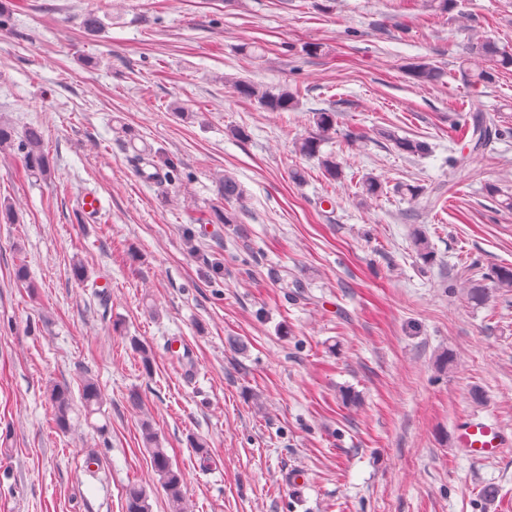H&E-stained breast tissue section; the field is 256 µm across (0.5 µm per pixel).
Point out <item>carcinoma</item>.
<instances>
[{
	"mask_svg": "<svg viewBox=\"0 0 512 512\" xmlns=\"http://www.w3.org/2000/svg\"><path fill=\"white\" fill-rule=\"evenodd\" d=\"M477 60H487L495 63L502 69L512 67V54L503 52L497 44L489 39L478 40L471 44L469 56L464 60L466 70L476 81L491 80L492 73L481 68L473 69L471 65ZM412 77L419 83H432L438 79L437 71L427 63H420L412 70ZM235 89L238 93L251 98L265 110L270 112H286L294 109L297 104V95L286 87L271 89L261 84L246 81H235ZM313 122L316 131L296 142V150L303 156L315 158L319 161L324 174L334 180L340 175V164L336 156L322 154L320 147L332 135L336 134L335 113L321 110L313 113ZM496 126L493 116L477 112L472 116V127L464 129V133L471 134L472 151L479 150ZM384 137L394 147L408 155L422 156L431 153V146L422 140L401 137L393 131L384 133ZM41 128L30 125L24 130L20 140H15V134L11 127L0 124V150L17 149L24 154L27 168L34 172L44 173L47 170L48 161L41 151ZM218 192L226 201H238L242 197L240 185L237 180L226 175L218 182ZM493 287L469 289L470 299L476 303H485L495 290H512V268L500 267L491 275ZM50 399L55 407V422L57 427L66 431L70 428L69 413L71 410V391L65 384H55L50 389ZM81 399L87 415L91 416L100 412L104 394L98 382L89 375L82 379ZM142 439L144 447L151 456L154 474L156 475L155 490L166 501L168 512H193L192 505L186 497L184 487L186 484L185 473L173 464L168 449L164 447L158 433L149 421L142 423ZM149 493L139 484L130 483L125 489V512H150L148 503Z\"/></svg>",
	"mask_w": 512,
	"mask_h": 512,
	"instance_id": "obj_1",
	"label": "carcinoma"
}]
</instances>
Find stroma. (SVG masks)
<instances>
[{"label": "stroma", "mask_w": 512, "mask_h": 512, "mask_svg": "<svg viewBox=\"0 0 512 512\" xmlns=\"http://www.w3.org/2000/svg\"><path fill=\"white\" fill-rule=\"evenodd\" d=\"M0 20V121L40 126L50 163L0 152V512H125V485L155 481L145 420L194 512H512V457L473 463L456 442L471 417L512 431V291L467 295L512 268V69L485 62L474 86L461 68L478 38L512 53V0H0ZM419 62L439 80L417 84ZM238 78L298 104L266 111ZM321 109L335 180L295 150ZM478 112L498 131L474 153L459 129ZM227 173L241 201L218 195ZM86 375L101 412L75 398L60 432L49 389ZM384 137L390 141L397 150L408 155L422 156L431 153V146L426 141L400 137L395 131L385 132Z\"/></svg>", "instance_id": "obj_1"}]
</instances>
